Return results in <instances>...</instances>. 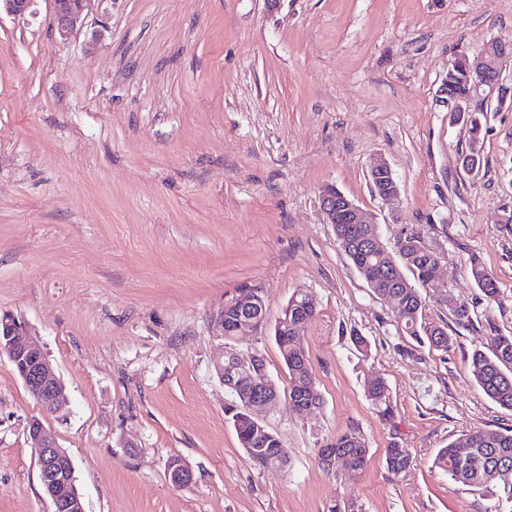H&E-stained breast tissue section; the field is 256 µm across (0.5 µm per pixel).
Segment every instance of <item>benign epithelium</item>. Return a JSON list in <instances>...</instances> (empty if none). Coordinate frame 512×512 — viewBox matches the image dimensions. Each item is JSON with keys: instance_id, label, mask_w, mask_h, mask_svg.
<instances>
[{"instance_id": "1", "label": "benign epithelium", "mask_w": 512, "mask_h": 512, "mask_svg": "<svg viewBox=\"0 0 512 512\" xmlns=\"http://www.w3.org/2000/svg\"><path fill=\"white\" fill-rule=\"evenodd\" d=\"M36 0H0V8L9 14L24 15ZM57 31L63 38L68 37L93 0H51ZM512 59V41L495 38L487 42L478 53L458 54L448 65V74L463 70L468 78L470 90L465 95L448 92L450 116L458 123H466V114L476 111L472 101L482 87L498 89L499 104L512 102V87L502 84V61ZM370 180L374 193L384 201L398 196V185L390 167L379 163L372 167ZM321 206L327 224L347 225L342 237L347 253L354 252V246L365 250L385 252L377 234L372 230L371 214L360 208L334 186H327L321 192ZM264 299L256 290H245L225 301L217 313L214 324L218 335H224V325H233V336H253L266 325V313L262 312ZM312 314H305L288 323V308L278 316L281 340L285 347L295 350L301 362H306V353L299 338L300 328L307 324ZM28 335L26 324L11 316L0 315V354L5 353L15 367L28 392L47 414L59 413L65 404L64 385L51 367L45 353L34 343L25 339ZM215 371L224 387L236 393L240 405L231 412H245L248 421L255 428L266 426L265 416L279 398L276 386L269 378L263 356L252 353L244 357L234 348L224 351V361L215 365ZM288 400L298 410H308L320 405L315 386L288 393ZM29 433L34 440L33 451L38 459L40 478L46 495L55 506L56 512H85L82 496L75 485V467L68 453L60 448L47 432L43 423L33 419ZM170 482L176 487L191 483L193 472L185 461L171 465L167 471Z\"/></svg>"}]
</instances>
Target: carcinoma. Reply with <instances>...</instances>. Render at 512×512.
<instances>
[{"label":"carcinoma","mask_w":512,"mask_h":512,"mask_svg":"<svg viewBox=\"0 0 512 512\" xmlns=\"http://www.w3.org/2000/svg\"><path fill=\"white\" fill-rule=\"evenodd\" d=\"M485 121L486 113H470L469 133L472 141L481 140ZM429 254L420 235L401 238L391 257L398 268L412 274L418 286L395 288L386 282L383 287L373 289V292L384 302L396 306L394 318L409 336L419 342H428L436 350H446L452 345L453 339L443 326L425 320V301L418 290L420 286L433 292L441 288L432 279ZM470 275L489 302L498 300L496 281L476 258L470 262ZM280 355L288 370L289 386L314 381L311 368L298 364L293 352L282 350ZM469 368L473 380L488 398L512 410V335L491 332L486 350L476 349L470 355ZM365 386L369 400L381 409L383 416H391L389 390L385 381L369 379ZM230 420L236 426L235 432L244 451H249L252 446L259 447L263 449L266 459L282 464L287 461L286 450L275 433L268 429L254 432L241 412L232 414ZM465 442L469 448L465 454L461 453L456 442L448 444L439 454L438 464L448 473V479L454 484L475 489L498 487L507 494V498L512 499V430L473 431L466 435ZM330 447L336 449L337 456L343 459L345 465L359 473L366 469L368 448L356 433L345 431L336 435ZM386 464L392 473H402L411 468L413 457L408 449L392 444L386 449Z\"/></svg>","instance_id":"1"}]
</instances>
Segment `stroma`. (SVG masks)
<instances>
[{"label": "stroma", "instance_id": "35a3bbf8", "mask_svg": "<svg viewBox=\"0 0 512 512\" xmlns=\"http://www.w3.org/2000/svg\"><path fill=\"white\" fill-rule=\"evenodd\" d=\"M495 38L512 39V0H95L65 40L50 0L1 13L0 315L27 323L67 403L44 414L0 356V512H52L35 417L71 456L85 512H512L436 464L471 431L512 428L467 363L490 328L512 334V105L475 95L487 120L472 175L447 104L455 54ZM380 159L390 202L368 178ZM328 184L375 214L387 250L417 233L440 253L449 300L426 314L451 348L409 336L359 275L323 221ZM474 256L498 302L470 277ZM247 288L271 323L295 293L318 303L301 329L317 408L289 403L272 333L235 343L280 392L276 468L247 460L215 372L214 316ZM375 377L392 417L365 393ZM349 429L368 465L327 475L318 450ZM392 444L411 470H388ZM175 456L193 472L182 488ZM370 180L374 193L384 201H390L398 196V185L390 167L386 163H379L372 167Z\"/></svg>", "mask_w": 512, "mask_h": 512}]
</instances>
